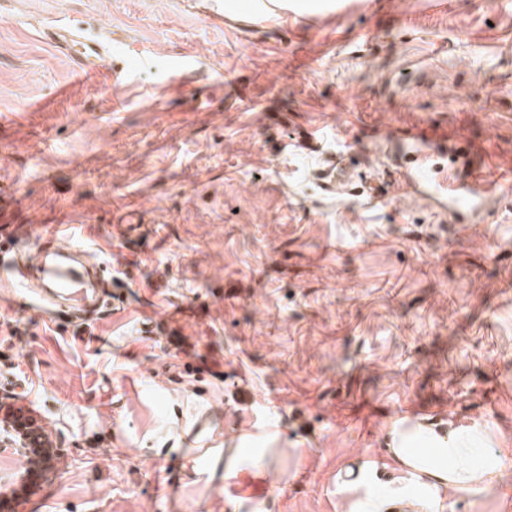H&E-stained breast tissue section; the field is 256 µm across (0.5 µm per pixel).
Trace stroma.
I'll use <instances>...</instances> for the list:
<instances>
[{
	"label": "stroma",
	"instance_id": "35a3bbf8",
	"mask_svg": "<svg viewBox=\"0 0 512 512\" xmlns=\"http://www.w3.org/2000/svg\"><path fill=\"white\" fill-rule=\"evenodd\" d=\"M224 2L0 0L13 251L67 213L111 283L61 322L0 290V396L65 460L23 512H349L346 468L388 482L410 406L501 453L451 512H512V191L448 213L406 189L402 135L444 120L437 163L512 171V0ZM78 21L127 76L50 41ZM186 56L206 79H173Z\"/></svg>",
	"mask_w": 512,
	"mask_h": 512
}]
</instances>
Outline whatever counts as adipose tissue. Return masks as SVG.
<instances>
[{
	"label": "adipose tissue",
	"instance_id": "ef3b65f1",
	"mask_svg": "<svg viewBox=\"0 0 512 512\" xmlns=\"http://www.w3.org/2000/svg\"><path fill=\"white\" fill-rule=\"evenodd\" d=\"M479 424L442 428L427 422L407 425L397 420L389 457L393 477L378 480V464L357 467L339 490L351 498L350 512H446L444 492L468 497L498 478L502 460L489 448Z\"/></svg>",
	"mask_w": 512,
	"mask_h": 512
}]
</instances>
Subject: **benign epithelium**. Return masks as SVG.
<instances>
[{
	"mask_svg": "<svg viewBox=\"0 0 512 512\" xmlns=\"http://www.w3.org/2000/svg\"><path fill=\"white\" fill-rule=\"evenodd\" d=\"M45 440L44 431L34 412L26 406H18L14 401H0V447L29 448L36 446L43 458L42 468L25 479V494L16 491L0 492V512H21L20 506L25 497L36 492L47 478L50 462L47 456L53 453L51 448H42L37 442Z\"/></svg>",
	"mask_w": 512,
	"mask_h": 512,
	"instance_id": "benign-epithelium-1",
	"label": "benign epithelium"
}]
</instances>
